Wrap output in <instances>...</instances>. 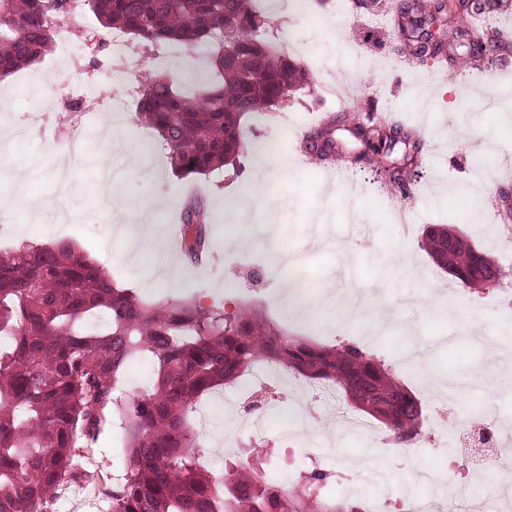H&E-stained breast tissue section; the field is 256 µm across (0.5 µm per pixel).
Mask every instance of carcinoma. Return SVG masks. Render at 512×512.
<instances>
[{"label":"carcinoma","mask_w":512,"mask_h":512,"mask_svg":"<svg viewBox=\"0 0 512 512\" xmlns=\"http://www.w3.org/2000/svg\"><path fill=\"white\" fill-rule=\"evenodd\" d=\"M100 29H120L151 46L175 44L191 55L209 48L207 69L195 92L185 94L163 77L138 92L137 124L154 130L168 148L173 173L206 175L246 152L245 119L279 106L307 83L301 67L266 38V20L247 0H84ZM402 18L452 14L458 25L480 7L475 0H401ZM72 0H0V81L35 63L51 48L58 22ZM439 41L417 39L412 53L433 58ZM505 49L502 39L471 43L459 68ZM344 115L360 143L354 160L386 173L401 192L420 176L422 143L374 118ZM336 121L308 136L306 148L326 159L338 153ZM404 158H393L397 144ZM181 256L190 263L209 251L208 213L197 196L180 206ZM422 247L434 263L469 289L503 284L506 274L488 254L445 224L426 231ZM106 318L96 331L86 326ZM0 512H46V491L96 484L77 449L91 447L101 428L116 424L121 477L105 493L99 512H364L359 502L326 494L327 476L305 475L296 489L281 488L264 468L239 469L221 487L200 462L189 413L198 397L232 383L257 364L278 362L310 381L332 387L352 408L408 448L422 435V407L395 370L353 341L322 346L299 340L250 310L236 314L178 299L151 305L122 288L68 242L25 241L0 254ZM146 352L156 364L153 388L130 400L117 396L129 358Z\"/></svg>","instance_id":"1"}]
</instances>
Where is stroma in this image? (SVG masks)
I'll use <instances>...</instances> for the list:
<instances>
[{"label":"stroma","mask_w":512,"mask_h":512,"mask_svg":"<svg viewBox=\"0 0 512 512\" xmlns=\"http://www.w3.org/2000/svg\"><path fill=\"white\" fill-rule=\"evenodd\" d=\"M315 2L308 20L295 12L292 0H276L272 8L265 7L263 0H252L266 17L277 49H284L283 36L290 32L310 43L315 55L297 60L308 73V85L292 92L273 113H258L249 120L240 168L229 165L180 179L173 175L168 151L155 133L142 137L123 130L129 147L112 155L114 190L119 200L139 203L140 208H111L116 229L112 235L101 223L96 199L111 110L121 107L127 118H134L138 87L157 74L174 86L195 87L201 74L195 60L175 47L157 51L136 41L127 63L115 68L110 47L88 52L75 48L70 61L54 47L39 62L0 81V97L6 101L0 107V218L5 221L0 252L21 240L70 241L144 301L195 296L228 313L247 307L308 340L326 345L343 338L356 340L392 367L400 351L426 347L430 355L424 374L399 375L420 398L423 421L434 415L429 385L451 375L466 378L452 404L456 418L476 410L510 415L512 384L502 382L503 371L488 360L487 347L473 341L477 334L503 339V313L488 294L463 287L439 269L421 240L427 226L449 224L491 258L500 256L486 229L505 225L503 201L512 200V178H496L482 186L483 212L468 223L460 219L461 200L455 190L472 182L470 147H487L491 166L512 160V52L503 51L477 69L453 70L449 62L461 53L465 36L512 33V10L500 13L491 2L465 19L462 34L446 33L445 55L419 64L399 51L405 36L399 27L398 0H385L377 10L356 7L354 0ZM62 83L85 88L92 100L86 147L71 148L69 112L63 113L57 126L36 129L31 141L15 144L14 127L42 107L46 88ZM368 99L375 102L379 117L414 128L423 144L421 176L408 196H400L368 166L347 160L318 166L297 149L298 138L323 119L357 110ZM459 100L469 105L461 116L470 134L466 144L448 139L444 108ZM291 112L299 116L300 126L285 141L289 161L282 175L260 167L258 158L264 137L278 131L283 115ZM190 184L210 204L212 245L207 258L197 265L177 260L162 266L148 243L130 247L124 228H138L148 221L156 239L177 249L173 236L178 232L180 202ZM255 194L260 206L238 220L234 209ZM272 213L280 227L275 237L268 231ZM284 251L298 254L315 298H343L340 278L346 275L366 300L389 299L387 327L373 330L361 320L311 317L299 310L271 263ZM416 296L431 306L417 318L407 307ZM264 376V368H255L198 399L197 408L219 406L215 427L199 437L202 461L209 470H216L220 455L229 460L267 459L269 477L291 487L301 475L318 469L327 474L329 490L337 500L365 503L426 495V487L415 479L417 472L437 471L446 462L463 459L454 420L445 419L439 434L425 436L399 452L398 464L389 465L390 447L376 421H369L366 435L338 429L337 402H321L318 387L292 373L276 389L266 415L275 419L294 409L306 410L308 438L293 440L274 426L254 439L237 430V414L264 395L260 385ZM114 446L111 427H104L82 459L103 481L86 488L83 498L71 503V512H98L104 491L115 486L120 470ZM359 466L371 470L374 478L354 489L350 476Z\"/></svg>","instance_id":"stroma-1"}]
</instances>
